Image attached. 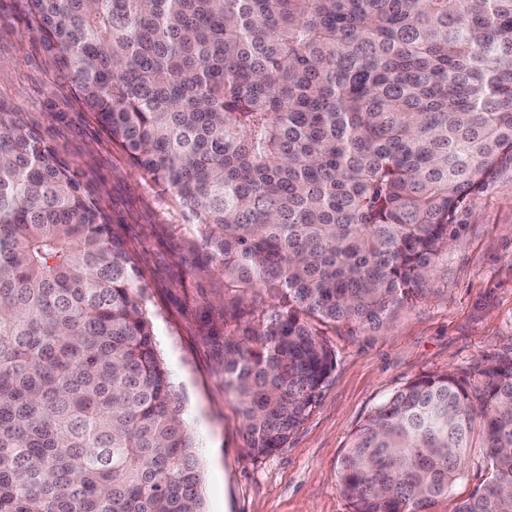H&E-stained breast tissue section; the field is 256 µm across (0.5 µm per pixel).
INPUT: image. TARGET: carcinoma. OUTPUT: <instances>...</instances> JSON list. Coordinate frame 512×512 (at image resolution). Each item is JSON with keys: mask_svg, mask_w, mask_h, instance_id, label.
Here are the masks:
<instances>
[{"mask_svg": "<svg viewBox=\"0 0 512 512\" xmlns=\"http://www.w3.org/2000/svg\"><path fill=\"white\" fill-rule=\"evenodd\" d=\"M26 25L236 294L245 452L288 443L335 368L314 322L379 327L423 292L459 208L512 162V0H26ZM95 195L0 113V512H204L201 471ZM479 434L512 509V359L417 377L353 435V512H428Z\"/></svg>", "mask_w": 512, "mask_h": 512, "instance_id": "obj_1", "label": "carcinoma"}]
</instances>
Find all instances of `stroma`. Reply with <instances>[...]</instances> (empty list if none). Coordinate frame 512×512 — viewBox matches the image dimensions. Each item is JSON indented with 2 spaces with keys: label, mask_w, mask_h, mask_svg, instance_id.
I'll use <instances>...</instances> for the list:
<instances>
[{
  "label": "stroma",
  "mask_w": 512,
  "mask_h": 512,
  "mask_svg": "<svg viewBox=\"0 0 512 512\" xmlns=\"http://www.w3.org/2000/svg\"><path fill=\"white\" fill-rule=\"evenodd\" d=\"M0 112L33 129L94 191L139 270L143 303L201 465L206 512H351L339 489L346 446L366 417L421 374L477 380L512 357V164L460 210L425 292L388 326H321L336 367L285 448L253 459L224 392V276L175 198L113 143L26 27L24 0H0ZM480 445L432 512H455L490 477Z\"/></svg>",
  "instance_id": "obj_1"
}]
</instances>
